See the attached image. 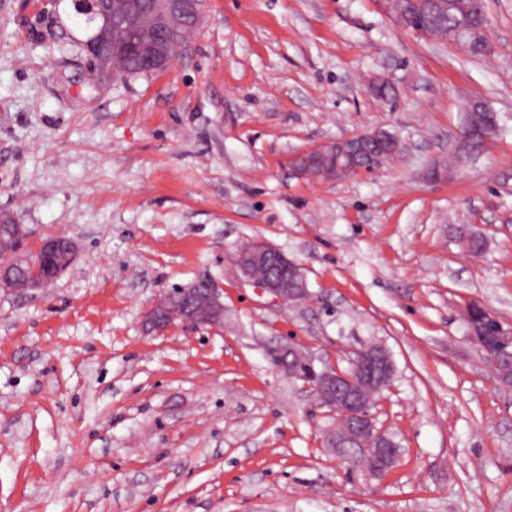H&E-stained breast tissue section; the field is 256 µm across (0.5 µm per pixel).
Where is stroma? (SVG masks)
<instances>
[{"label": "stroma", "instance_id": "obj_1", "mask_svg": "<svg viewBox=\"0 0 512 512\" xmlns=\"http://www.w3.org/2000/svg\"><path fill=\"white\" fill-rule=\"evenodd\" d=\"M484 5L474 58L376 0H209L171 67L93 91L71 0H0V213L23 252L79 245L48 287L0 293V512H512V387L463 319L478 301L512 324V0ZM474 102L497 132L430 180ZM377 129L401 144L377 171L290 166ZM254 240L302 266L310 301L243 282ZM199 281L223 327L144 331ZM287 342L342 370L390 351V471L326 450L335 414L271 361Z\"/></svg>", "mask_w": 512, "mask_h": 512}]
</instances>
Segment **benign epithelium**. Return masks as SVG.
Wrapping results in <instances>:
<instances>
[{"label": "benign epithelium", "mask_w": 512, "mask_h": 512, "mask_svg": "<svg viewBox=\"0 0 512 512\" xmlns=\"http://www.w3.org/2000/svg\"><path fill=\"white\" fill-rule=\"evenodd\" d=\"M407 1L428 11H434L440 5L438 0H396L394 6H384V11L394 18L406 11ZM200 6L201 0H146V13L153 18L155 29L162 33L158 38H151L140 30L141 16L128 9L126 0H75L77 12L86 16L95 30V34L83 44L89 66L96 69L104 81L111 79L116 61L132 53L142 55L152 70L167 68L184 46L181 38L184 27L201 23L203 12ZM486 28V16L479 8L471 21L456 29L458 46L466 51L480 46L484 52H489ZM494 132V120L486 118L482 125L463 130L461 144L467 145L474 139L484 141ZM369 147L381 154L378 158L381 164L383 157L393 154L397 139L385 130H377L325 143L319 146V151L322 154L337 153L352 162L360 151ZM56 253H64L73 261L78 245L73 238L59 234L42 241L32 255L19 253L16 262L28 267V275L19 282L0 268V289L26 292L45 286L50 278L46 276L40 258ZM235 264L246 281L279 302L296 303L309 295L300 265L270 243L254 241L241 246L235 254ZM202 285L204 301L200 308L189 310L173 304L160 310L155 306L146 313V331L161 334L177 322L223 326L222 294L208 282L204 281ZM470 338L485 354L487 367L496 371L499 358L494 343L473 334ZM272 360L278 369L294 378L299 377L295 366L309 364L310 373L303 381L314 397L340 419V428L331 431L327 438V447L336 453L337 458L346 462L350 469L372 476H380L395 465L400 455L399 448L391 436L376 427L372 413L395 372L391 355L384 346L370 344L354 350L351 367L346 372L316 365L312 353L291 343L274 348Z\"/></svg>", "instance_id": "1"}]
</instances>
